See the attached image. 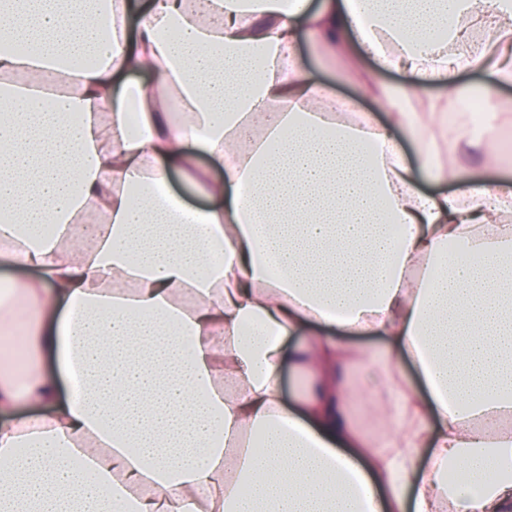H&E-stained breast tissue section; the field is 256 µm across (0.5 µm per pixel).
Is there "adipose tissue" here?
<instances>
[{
    "label": "adipose tissue",
    "instance_id": "obj_1",
    "mask_svg": "<svg viewBox=\"0 0 512 512\" xmlns=\"http://www.w3.org/2000/svg\"><path fill=\"white\" fill-rule=\"evenodd\" d=\"M100 2L0 0V258L36 271L0 289V512H512V429L482 428L512 419V187L471 191L436 160L447 112L411 109L466 69L496 107L512 0ZM304 30L413 77L365 80L389 125L333 120ZM286 364L312 378L291 407Z\"/></svg>",
    "mask_w": 512,
    "mask_h": 512
}]
</instances>
